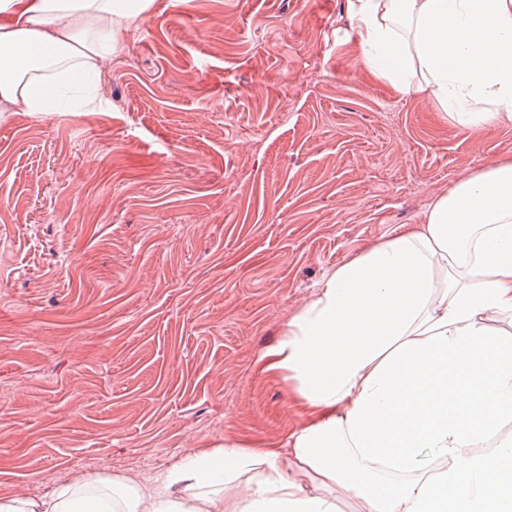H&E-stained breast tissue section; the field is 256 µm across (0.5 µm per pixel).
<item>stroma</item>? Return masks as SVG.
<instances>
[{
  "instance_id": "35a3bbf8",
  "label": "stroma",
  "mask_w": 512,
  "mask_h": 512,
  "mask_svg": "<svg viewBox=\"0 0 512 512\" xmlns=\"http://www.w3.org/2000/svg\"><path fill=\"white\" fill-rule=\"evenodd\" d=\"M99 96L0 112V499L285 449L288 318L512 157L368 73L346 0H155Z\"/></svg>"
}]
</instances>
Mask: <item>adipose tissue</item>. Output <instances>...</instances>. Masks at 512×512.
<instances>
[{"mask_svg":"<svg viewBox=\"0 0 512 512\" xmlns=\"http://www.w3.org/2000/svg\"><path fill=\"white\" fill-rule=\"evenodd\" d=\"M154 0H0V106L70 111ZM368 72L465 130L512 126V0H347ZM512 158L336 268L265 355L305 422L287 454L228 441L159 483H66L0 512H512ZM437 460L425 468L424 456ZM314 474L310 488L302 478ZM250 492L240 495V483Z\"/></svg>","mask_w":512,"mask_h":512,"instance_id":"adipose-tissue-1","label":"adipose tissue"}]
</instances>
